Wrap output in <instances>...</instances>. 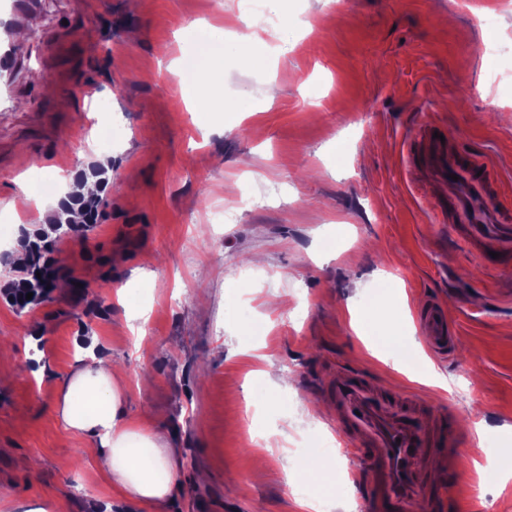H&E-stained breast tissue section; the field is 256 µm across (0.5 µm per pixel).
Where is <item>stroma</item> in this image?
I'll list each match as a JSON object with an SVG mask.
<instances>
[{"mask_svg":"<svg viewBox=\"0 0 512 512\" xmlns=\"http://www.w3.org/2000/svg\"><path fill=\"white\" fill-rule=\"evenodd\" d=\"M494 2L282 0L279 16L313 24L259 29L284 49L260 59L230 31L236 0H37L0 112V214L16 218L0 271L59 202L25 172L108 165L112 201L88 241L64 240L42 304H0V512H150L54 416L90 347L120 368L130 420L166 426L181 452L164 512H364L328 390L342 368L453 414L458 512H512V249L488 271L467 225L434 223L421 198L439 189L401 155L436 121L512 179V9L475 21ZM209 45L217 109L173 65ZM224 207L235 218L211 223ZM422 296L457 322L448 359L415 343ZM381 320L393 336L373 356ZM274 425L288 439L256 471Z\"/></svg>","mask_w":512,"mask_h":512,"instance_id":"stroma-1","label":"stroma"}]
</instances>
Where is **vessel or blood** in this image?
Returning <instances> with one entry per match:
<instances>
[{"instance_id": "1", "label": "vessel or blood", "mask_w": 512, "mask_h": 512, "mask_svg": "<svg viewBox=\"0 0 512 512\" xmlns=\"http://www.w3.org/2000/svg\"><path fill=\"white\" fill-rule=\"evenodd\" d=\"M33 6L32 0H0V111L14 100L13 70L17 58L13 32ZM413 164L448 188L435 199V218L453 215L471 225L489 250L497 251L512 237V207L504 203V184L497 167L485 156L465 153L429 137L413 138L408 145ZM417 328L429 354L450 353L455 330L446 308L436 302L416 304ZM332 397L340 413L336 431L356 436L369 472L365 493L368 512H400L404 503H417L422 512H443L445 502L433 480L438 466L456 476L457 464L447 448L458 435L451 418L425 417L418 404L397 390L387 394L365 386L359 374L337 373Z\"/></svg>"}]
</instances>
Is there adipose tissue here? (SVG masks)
I'll use <instances>...</instances> for the list:
<instances>
[{"mask_svg":"<svg viewBox=\"0 0 512 512\" xmlns=\"http://www.w3.org/2000/svg\"><path fill=\"white\" fill-rule=\"evenodd\" d=\"M56 415L67 430L97 439L99 468L113 490L154 508L174 491L181 465L176 450L162 428L136 432L114 372L99 361L73 372Z\"/></svg>","mask_w":512,"mask_h":512,"instance_id":"adipose-tissue-1","label":"adipose tissue"}]
</instances>
